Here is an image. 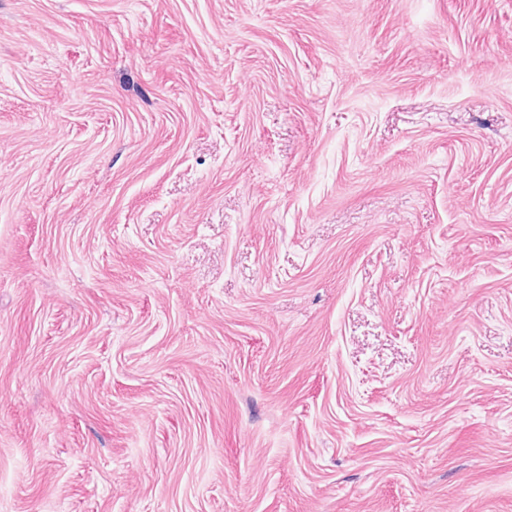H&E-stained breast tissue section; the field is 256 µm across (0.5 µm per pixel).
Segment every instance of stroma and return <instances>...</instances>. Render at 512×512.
<instances>
[{"instance_id":"1","label":"stroma","mask_w":512,"mask_h":512,"mask_svg":"<svg viewBox=\"0 0 512 512\" xmlns=\"http://www.w3.org/2000/svg\"><path fill=\"white\" fill-rule=\"evenodd\" d=\"M0 512H512V0H0Z\"/></svg>"}]
</instances>
